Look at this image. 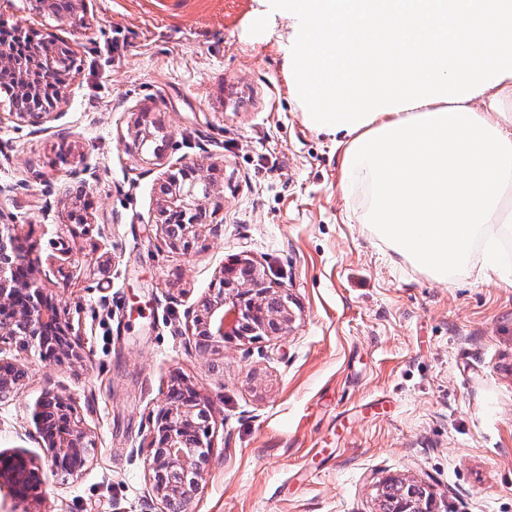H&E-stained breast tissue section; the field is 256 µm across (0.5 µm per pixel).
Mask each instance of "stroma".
Instances as JSON below:
<instances>
[{
	"mask_svg": "<svg viewBox=\"0 0 512 512\" xmlns=\"http://www.w3.org/2000/svg\"><path fill=\"white\" fill-rule=\"evenodd\" d=\"M258 0H85L55 13L0 0V29L70 48L60 119L35 129L0 93V222L15 225L86 358L50 366L1 355L28 378L0 401V451L40 460L26 500L0 512H161L148 476L151 416L169 389L214 409L212 462L190 512H379L388 477L429 482L438 512H512V244L439 283L356 217L341 150L305 124L288 87L285 22ZM160 120L164 165L128 150ZM213 168L223 233L169 249L156 181ZM83 171L87 189L72 191ZM86 231L73 232L74 215ZM250 260L293 299L291 331L248 343L223 370L195 349L187 313L225 265ZM108 274H101L100 264ZM73 398L94 447L64 477L31 424L46 391Z\"/></svg>",
	"mask_w": 512,
	"mask_h": 512,
	"instance_id": "1",
	"label": "stroma"
}]
</instances>
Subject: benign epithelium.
<instances>
[{
	"mask_svg": "<svg viewBox=\"0 0 512 512\" xmlns=\"http://www.w3.org/2000/svg\"><path fill=\"white\" fill-rule=\"evenodd\" d=\"M0 64H10L20 74L22 86L11 94L14 115L31 127L55 121L62 113L57 102L32 103L35 88L53 83L73 59L49 51L19 54L15 44L0 41ZM164 128L141 125L134 131L133 146L138 155H150L156 164L164 161V149L157 139ZM160 197L158 226L165 244L188 254L194 250L201 229L219 236L222 225L212 223L216 209L209 204L216 188L204 175L187 176L184 170L169 174L156 183ZM191 335L203 340V351L220 352L236 341H254L288 333L294 315L288 289L268 283L257 268L229 266L219 287L199 300L189 313ZM14 341L38 350L47 363L83 361L79 340L61 315L60 306L44 288L39 270L29 251L12 232L0 225V344ZM26 377L19 365L0 358V400L18 390ZM210 401L193 392L169 391L150 431L148 471L162 512H181L203 489L211 462ZM33 421L41 439L44 458L59 475L73 476L87 465L93 442L77 420L73 399L48 391L34 405ZM35 461L21 454L0 453V480L25 487L37 475ZM386 512H438L429 486L414 480L390 478Z\"/></svg>",
	"mask_w": 512,
	"mask_h": 512,
	"instance_id": "obj_1",
	"label": "benign epithelium"
}]
</instances>
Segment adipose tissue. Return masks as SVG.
<instances>
[{
  "instance_id": "obj_1",
  "label": "adipose tissue",
  "mask_w": 512,
  "mask_h": 512,
  "mask_svg": "<svg viewBox=\"0 0 512 512\" xmlns=\"http://www.w3.org/2000/svg\"><path fill=\"white\" fill-rule=\"evenodd\" d=\"M361 221L436 281L512 236V0H263Z\"/></svg>"
}]
</instances>
